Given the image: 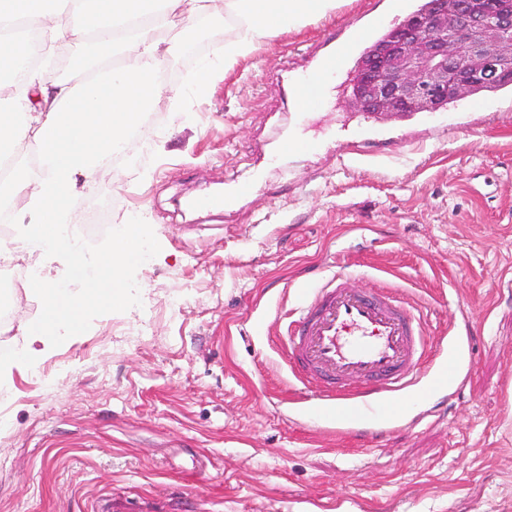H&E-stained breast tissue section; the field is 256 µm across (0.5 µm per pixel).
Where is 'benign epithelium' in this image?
<instances>
[{"label":"benign epithelium","instance_id":"7a95c632","mask_svg":"<svg viewBox=\"0 0 512 512\" xmlns=\"http://www.w3.org/2000/svg\"><path fill=\"white\" fill-rule=\"evenodd\" d=\"M512 78V0H434L353 75L361 112H435L471 84Z\"/></svg>","mask_w":512,"mask_h":512}]
</instances>
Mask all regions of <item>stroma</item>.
<instances>
[{
	"label": "stroma",
	"mask_w": 512,
	"mask_h": 512,
	"mask_svg": "<svg viewBox=\"0 0 512 512\" xmlns=\"http://www.w3.org/2000/svg\"><path fill=\"white\" fill-rule=\"evenodd\" d=\"M374 0L261 41L197 95L225 22L185 57L139 128L149 151L109 163L68 221L144 219L161 246L140 306L12 364L0 379V512H512V88L436 112L364 113L357 56L304 117L291 88L309 53L370 30ZM180 99L171 111V96ZM312 143L281 157L284 137ZM256 191L192 212L213 185ZM344 269L426 320L429 371L376 436L313 420L277 340L301 287ZM142 330L129 341L125 329ZM456 358L462 382L434 371Z\"/></svg>",
	"instance_id": "stroma-1"
}]
</instances>
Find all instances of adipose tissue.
<instances>
[{
  "label": "adipose tissue",
  "mask_w": 512,
  "mask_h": 512,
  "mask_svg": "<svg viewBox=\"0 0 512 512\" xmlns=\"http://www.w3.org/2000/svg\"><path fill=\"white\" fill-rule=\"evenodd\" d=\"M336 6V0H0V159L15 157L27 141L40 157L37 171L18 165L0 178V199L8 198L24 241L34 249L64 246L63 216L79 195L76 174L90 177L103 169L113 146L141 124L161 92V64L171 52L158 38L161 29L197 15L230 18L232 34L224 41L230 63L259 41ZM15 19L51 48L97 35V54L119 55L120 68L87 81L89 61L81 56L72 81L50 78L42 67L15 76L27 50L4 28Z\"/></svg>",
  "instance_id": "ef3b65f1"
}]
</instances>
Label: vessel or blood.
<instances>
[{
  "label": "vessel or blood",
  "instance_id": "1",
  "mask_svg": "<svg viewBox=\"0 0 512 512\" xmlns=\"http://www.w3.org/2000/svg\"><path fill=\"white\" fill-rule=\"evenodd\" d=\"M346 278V272H333L321 288L307 292L280 341L293 376L315 386L322 419L338 432L366 437L381 406L400 399L417 379L423 318L389 290L359 292ZM349 378L362 379L363 387L342 391Z\"/></svg>",
  "mask_w": 512,
  "mask_h": 512
}]
</instances>
